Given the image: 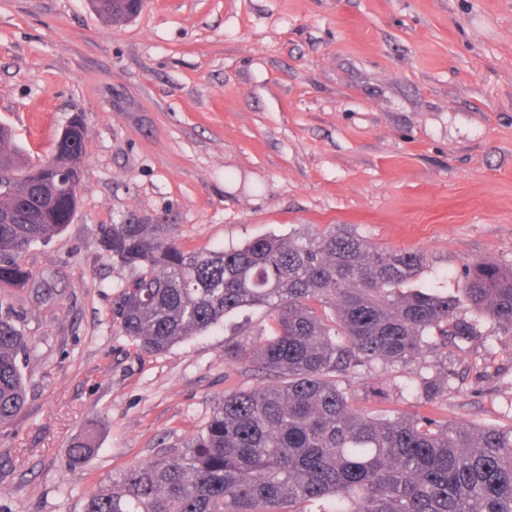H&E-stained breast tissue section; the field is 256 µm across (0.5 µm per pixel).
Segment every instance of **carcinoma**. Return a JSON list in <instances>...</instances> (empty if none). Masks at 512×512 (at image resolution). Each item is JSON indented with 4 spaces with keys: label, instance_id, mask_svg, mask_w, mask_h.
<instances>
[{
    "label": "carcinoma",
    "instance_id": "obj_1",
    "mask_svg": "<svg viewBox=\"0 0 512 512\" xmlns=\"http://www.w3.org/2000/svg\"><path fill=\"white\" fill-rule=\"evenodd\" d=\"M108 19L131 17L125 0H92ZM0 124V285L25 288L22 256L72 220L77 196L57 176L7 147ZM85 125L54 155L80 175ZM101 246L135 276L112 300V320L152 354L263 308L275 331L230 341L224 359L274 382L224 394L208 424L181 448L112 477L83 512H512V425L469 428L428 416L390 420L353 405L351 381L374 365H408L431 346L461 349L480 336L467 306L512 334V267L474 260L459 295L401 287L424 266L420 252L381 249L332 226L269 235L217 251L186 250L169 224H112ZM28 341L0 315V427L26 402L19 356ZM97 448L94 428L74 437L80 466Z\"/></svg>",
    "mask_w": 512,
    "mask_h": 512
}]
</instances>
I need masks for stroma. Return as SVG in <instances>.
<instances>
[{"instance_id":"stroma-1","label":"stroma","mask_w":512,"mask_h":512,"mask_svg":"<svg viewBox=\"0 0 512 512\" xmlns=\"http://www.w3.org/2000/svg\"><path fill=\"white\" fill-rule=\"evenodd\" d=\"M87 130L79 203L22 257L32 288H0L31 340L27 401L0 429V512H82L134 464L179 448L226 392L265 379L224 360L265 310L160 354L114 324L131 272L100 245L111 224H169L189 250L335 224L418 251L416 286L456 293L464 265L512 266V0H143L104 21L89 0H0V123L32 162ZM375 365L351 385L372 415L428 411L512 424V335ZM444 388L426 402L420 383ZM98 449L68 460L88 424Z\"/></svg>"}]
</instances>
